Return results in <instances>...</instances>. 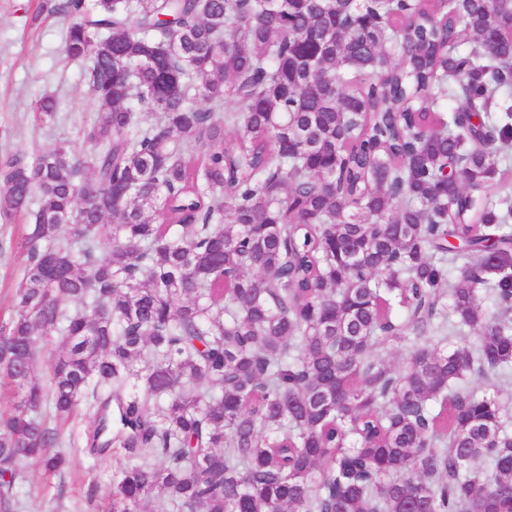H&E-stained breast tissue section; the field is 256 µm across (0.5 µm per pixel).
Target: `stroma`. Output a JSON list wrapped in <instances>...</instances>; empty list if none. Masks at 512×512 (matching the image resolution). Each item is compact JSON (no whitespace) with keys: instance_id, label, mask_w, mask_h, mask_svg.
Instances as JSON below:
<instances>
[{"instance_id":"35a3bbf8","label":"stroma","mask_w":512,"mask_h":512,"mask_svg":"<svg viewBox=\"0 0 512 512\" xmlns=\"http://www.w3.org/2000/svg\"><path fill=\"white\" fill-rule=\"evenodd\" d=\"M52 0H0V159L52 148L72 141L76 154L89 147L77 141V130L93 121L97 102L89 95L85 63L66 62L67 15L51 8ZM56 102L54 119L44 125L33 119L40 97ZM20 221L0 222V314L8 313L12 275L25 260L14 243ZM116 464L112 455L81 456L76 466L45 479L39 464L29 463L19 487L20 512H106V485ZM62 489L60 508H53L45 484Z\"/></svg>"}]
</instances>
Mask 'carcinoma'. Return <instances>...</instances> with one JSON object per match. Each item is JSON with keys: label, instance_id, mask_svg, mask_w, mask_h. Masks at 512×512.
Returning <instances> with one entry per match:
<instances>
[{"label": "carcinoma", "instance_id": "1", "mask_svg": "<svg viewBox=\"0 0 512 512\" xmlns=\"http://www.w3.org/2000/svg\"><path fill=\"white\" fill-rule=\"evenodd\" d=\"M55 9L99 112L0 161V512L109 448L111 512H512V3ZM21 224H24L22 217H17L11 224H5L0 221V245L6 244L8 247L9 241H13V246L6 251L0 252V315L9 314L10 298L12 294V275L25 260V255L15 246V242L20 235Z\"/></svg>", "mask_w": 512, "mask_h": 512}]
</instances>
